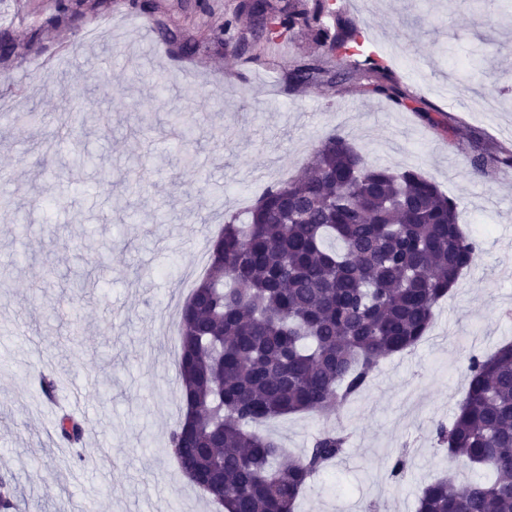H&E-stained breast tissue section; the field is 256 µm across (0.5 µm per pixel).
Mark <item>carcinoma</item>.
<instances>
[{"instance_id":"obj_1","label":"carcinoma","mask_w":512,"mask_h":512,"mask_svg":"<svg viewBox=\"0 0 512 512\" xmlns=\"http://www.w3.org/2000/svg\"><path fill=\"white\" fill-rule=\"evenodd\" d=\"M255 34L274 44L307 32L340 57L334 70L299 57L287 89L328 83L386 99L433 121V108L402 87L388 62L354 58L365 38L359 17L329 0H240ZM62 127L71 160L96 166L77 130L94 114L79 103ZM192 142L196 129L171 115ZM478 173L512 169V151L472 142ZM339 241L341 248L330 245ZM478 248L459 224L457 204L417 170L367 161L344 136H326L301 175L277 183L246 218L231 214L209 251L208 268L180 310L178 372L188 410L171 430L174 458L210 479L203 490L224 512H295L310 480L346 453L342 430L325 429L298 456L256 426L292 413L329 412L369 385L379 361L414 347ZM468 388L452 425H440L448 455L491 476L459 485L451 475L427 483L416 512H512V343L474 355ZM70 445L82 429L63 415ZM0 478V512L16 509Z\"/></svg>"}]
</instances>
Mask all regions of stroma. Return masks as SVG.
<instances>
[{
	"instance_id": "35a3bbf8",
	"label": "stroma",
	"mask_w": 512,
	"mask_h": 512,
	"mask_svg": "<svg viewBox=\"0 0 512 512\" xmlns=\"http://www.w3.org/2000/svg\"><path fill=\"white\" fill-rule=\"evenodd\" d=\"M112 0L57 19L58 0H0V102L44 121L0 122V475L17 512H220L180 472L168 436L183 416L174 323L189 295L179 281L224 226L271 186L311 162L328 134L349 139L373 163L417 169L455 200L478 254L435 309L426 343L383 359L356 399L324 415L292 414L264 433L292 453L325 428L349 435L345 456L315 476L296 512H415L432 478L478 472L439 450L468 388L471 355L512 341V172L474 174L471 136L512 149V10L490 15L470 0H371L364 51L408 48L402 84L435 109L436 124L345 86L285 90L288 60L302 53L336 65L306 36L248 52L224 25L248 36L239 0ZM168 28L194 44L181 53ZM166 94H159V87ZM81 95L102 123L87 132L94 168L75 169L64 149L37 140ZM197 123L182 145L170 115ZM21 210L18 228L13 210ZM168 223H156L157 213ZM81 396L72 415L79 447L57 434V411L40 392ZM405 455L393 482L388 462Z\"/></svg>"
}]
</instances>
